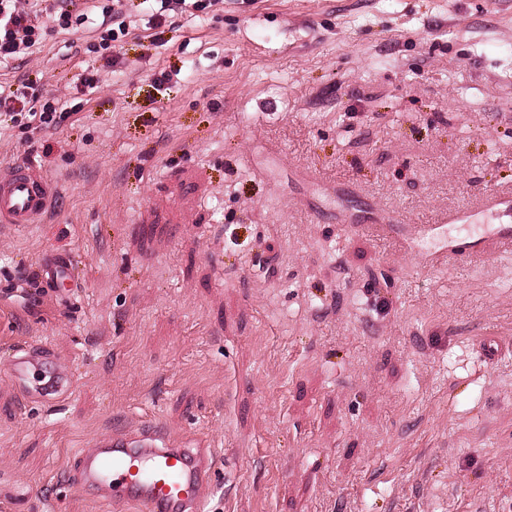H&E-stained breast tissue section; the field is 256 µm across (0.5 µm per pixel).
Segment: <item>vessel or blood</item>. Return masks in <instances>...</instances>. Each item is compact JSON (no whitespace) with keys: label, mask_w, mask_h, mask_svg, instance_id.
<instances>
[{"label":"vessel or blood","mask_w":512,"mask_h":512,"mask_svg":"<svg viewBox=\"0 0 512 512\" xmlns=\"http://www.w3.org/2000/svg\"><path fill=\"white\" fill-rule=\"evenodd\" d=\"M56 190L35 162L1 165L0 225L22 228L39 223ZM472 236L492 254L512 249V227L487 226ZM41 268L50 282L74 277V262L66 255H45ZM45 356L37 348H22L12 356L9 371L15 381L24 382L36 370L46 377L41 387L25 390V397L55 400L72 384L70 376L46 367ZM76 460L75 490L93 489L103 504L130 512H204L214 470V456L208 449L185 447L152 426L133 436L101 439L95 449L79 452Z\"/></svg>","instance_id":"b4317fda"}]
</instances>
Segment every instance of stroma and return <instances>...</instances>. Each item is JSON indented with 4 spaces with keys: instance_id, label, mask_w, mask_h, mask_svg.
I'll return each instance as SVG.
<instances>
[{
    "instance_id": "obj_1",
    "label": "stroma",
    "mask_w": 512,
    "mask_h": 512,
    "mask_svg": "<svg viewBox=\"0 0 512 512\" xmlns=\"http://www.w3.org/2000/svg\"><path fill=\"white\" fill-rule=\"evenodd\" d=\"M97 41L0 64L81 104L0 121L58 187L0 228V512H106L71 456L150 418L211 449L208 512H512V351L475 347L512 344V252L433 267L465 234L410 233L512 226V0H224L131 24L115 70ZM48 253L79 284L21 296ZM28 345L62 399L21 395ZM48 354L39 348H22L17 350L11 359L9 371L13 379L21 384L23 395L27 398L41 399L51 401L58 399L72 385V379L64 372L61 373L55 368H48L44 363V358ZM41 370L44 373L45 380L49 377L41 387L30 390L24 385V381L28 378L32 371Z\"/></svg>"
}]
</instances>
